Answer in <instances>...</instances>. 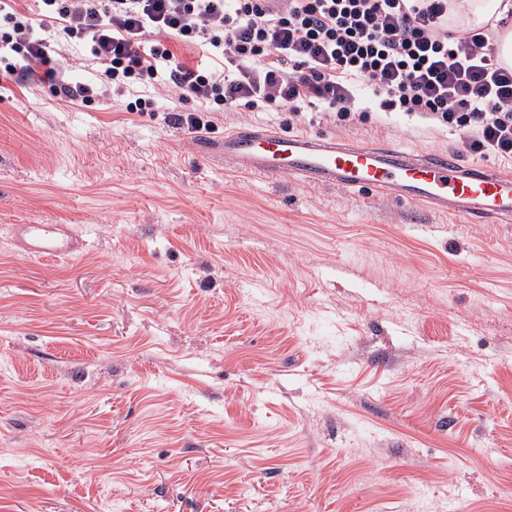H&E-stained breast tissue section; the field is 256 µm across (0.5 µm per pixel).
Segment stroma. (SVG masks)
<instances>
[{"instance_id":"obj_1","label":"stroma","mask_w":512,"mask_h":512,"mask_svg":"<svg viewBox=\"0 0 512 512\" xmlns=\"http://www.w3.org/2000/svg\"><path fill=\"white\" fill-rule=\"evenodd\" d=\"M0 90V512H512V224L247 175L260 127L456 153L362 89L221 112ZM66 224L56 261L9 227Z\"/></svg>"}]
</instances>
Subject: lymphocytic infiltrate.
I'll list each match as a JSON object with an SVG mask.
<instances>
[{"label": "lymphocytic infiltrate", "instance_id": "lymphocytic-infiltrate-1", "mask_svg": "<svg viewBox=\"0 0 512 512\" xmlns=\"http://www.w3.org/2000/svg\"><path fill=\"white\" fill-rule=\"evenodd\" d=\"M0 0V79L48 86L84 104L108 90L158 83L130 112L166 111L191 133L212 132L215 112H300L321 104L342 122L367 83L387 112L420 114L465 131V151L512 158V67L499 64L485 27L448 32L466 0ZM197 49L189 66L169 46ZM88 62L76 81L63 55ZM199 104L187 113L180 105Z\"/></svg>", "mask_w": 512, "mask_h": 512}]
</instances>
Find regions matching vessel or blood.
<instances>
[{
  "label": "vessel or blood",
  "instance_id": "vessel-or-blood-1",
  "mask_svg": "<svg viewBox=\"0 0 512 512\" xmlns=\"http://www.w3.org/2000/svg\"><path fill=\"white\" fill-rule=\"evenodd\" d=\"M222 145L225 159L245 174L374 190L471 224L512 223V174L452 154L420 155L390 143L249 129L225 133ZM14 230L23 253L43 259L72 256L84 247L65 224H18Z\"/></svg>",
  "mask_w": 512,
  "mask_h": 512
}]
</instances>
